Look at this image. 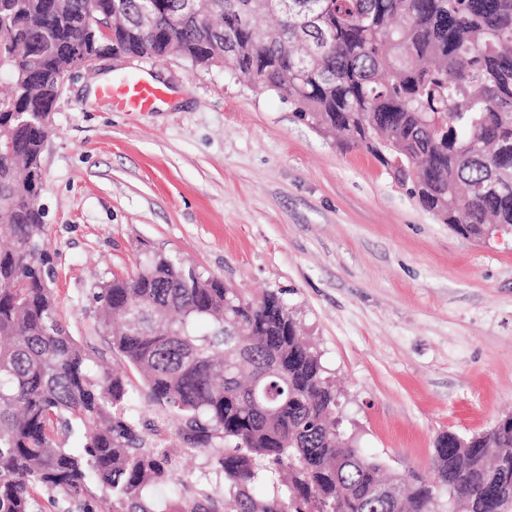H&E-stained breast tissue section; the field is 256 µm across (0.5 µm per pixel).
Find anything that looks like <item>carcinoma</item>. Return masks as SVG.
I'll use <instances>...</instances> for the list:
<instances>
[{
	"mask_svg": "<svg viewBox=\"0 0 512 512\" xmlns=\"http://www.w3.org/2000/svg\"><path fill=\"white\" fill-rule=\"evenodd\" d=\"M0 0V512H512V416L444 431L430 476L363 456L336 427L321 355L270 291L258 300L151 253L96 286L92 337L72 335L51 287L41 154L53 128L14 112L56 104L60 73L112 51L223 63L288 96L300 119L345 133L466 239L512 227V0ZM111 33L105 34L100 26ZM116 356L120 372H97ZM176 420L181 451L213 456L224 495L185 480L179 456L147 446L127 373ZM81 430L77 448L56 441ZM285 476V490L257 493ZM390 484L396 498H375Z\"/></svg>",
	"mask_w": 512,
	"mask_h": 512,
	"instance_id": "1",
	"label": "carcinoma"
}]
</instances>
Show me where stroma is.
Returning <instances> with one entry per match:
<instances>
[{
	"label": "stroma",
	"instance_id": "35a3bbf8",
	"mask_svg": "<svg viewBox=\"0 0 512 512\" xmlns=\"http://www.w3.org/2000/svg\"><path fill=\"white\" fill-rule=\"evenodd\" d=\"M149 76L166 95L144 112L97 93ZM53 124L41 202L72 335L93 333L96 285L164 253L246 297L278 292L344 429L393 471L427 472L438 434L512 413V234L462 238L365 150L221 67L104 59L67 80ZM127 401L149 443L178 447L137 376Z\"/></svg>",
	"mask_w": 512,
	"mask_h": 512
}]
</instances>
